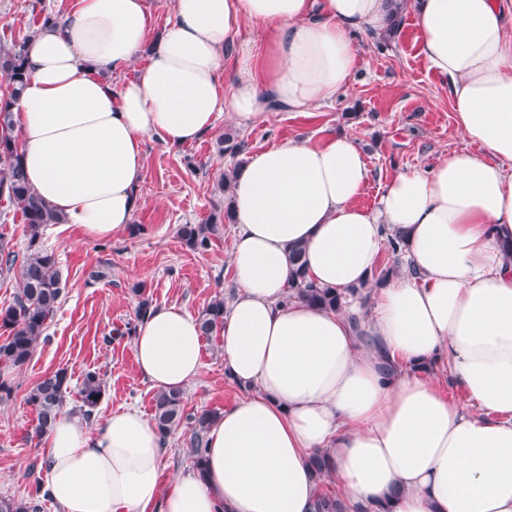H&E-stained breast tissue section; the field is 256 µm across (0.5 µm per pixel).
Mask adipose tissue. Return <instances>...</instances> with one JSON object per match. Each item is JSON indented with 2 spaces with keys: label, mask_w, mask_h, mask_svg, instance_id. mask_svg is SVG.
<instances>
[{
  "label": "adipose tissue",
  "mask_w": 512,
  "mask_h": 512,
  "mask_svg": "<svg viewBox=\"0 0 512 512\" xmlns=\"http://www.w3.org/2000/svg\"><path fill=\"white\" fill-rule=\"evenodd\" d=\"M157 0H70L25 48L11 109L33 191L83 238L126 229L145 143L195 142L225 112L240 128L307 112L350 87L355 34L385 29L392 0H174L137 78ZM421 52L448 83L478 152L388 181L360 205L369 168L356 137L287 140L234 173L236 291L221 325L224 372L249 396L208 432L203 471L159 478L166 446L135 408L95 424L59 416L46 487L62 512H312L309 460L323 455L344 499L367 512H512V0H405ZM258 27L263 45L239 41ZM414 274L364 306L285 302L289 249L310 278L369 285L387 231ZM153 387L184 389L202 368L197 318L151 308L134 339ZM446 362L477 406L443 393Z\"/></svg>",
  "instance_id": "obj_1"
}]
</instances>
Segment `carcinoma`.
Masks as SVG:
<instances>
[{"label": "carcinoma", "mask_w": 512, "mask_h": 512, "mask_svg": "<svg viewBox=\"0 0 512 512\" xmlns=\"http://www.w3.org/2000/svg\"><path fill=\"white\" fill-rule=\"evenodd\" d=\"M403 18V11L396 12L389 28L378 34L379 48L388 47L387 40L396 34ZM26 42L9 48L0 46V76L8 83V93L0 96V200H6L21 210L27 233V256L17 263L18 255L10 240L0 234V274L17 273L19 292L14 301L0 309V329L7 337L0 344V363L20 368L31 358L39 338L47 328L48 320L59 308L64 294V284L55 253L43 248L44 228L60 224L62 220L51 208L39 199L29 186L21 161V146L13 134L11 100L19 95L25 81L24 51ZM216 144L218 152L235 157L245 148V141H234L220 136ZM232 173H221L217 180L222 199L214 204L213 212L200 224H182L178 236L193 251L205 252L212 242L224 233V223L233 220L229 187ZM305 248L295 245L290 250L292 276L288 283V294L283 303L293 300L329 310H340L345 304L346 294L355 295L358 289L349 288L343 292L337 288L322 286L311 279L304 262ZM224 320V299L214 298L203 308L198 321L202 335L208 336ZM69 389L67 371L58 369L44 376L28 393L26 404L37 415L33 428L35 437H45L54 427L62 413ZM102 378L89 372L83 378L78 396L80 411L91 418L98 407L99 397L104 395ZM184 392L181 390H160L153 397L152 421L161 435L170 437L181 425L188 428L186 445L194 466L204 472L205 452L208 447L207 433L219 413L202 409L185 411ZM49 499L41 483H36L28 500L0 497V512H41L42 502ZM313 512H349L348 506L339 498L326 493L317 494Z\"/></svg>", "instance_id": "obj_1"}]
</instances>
